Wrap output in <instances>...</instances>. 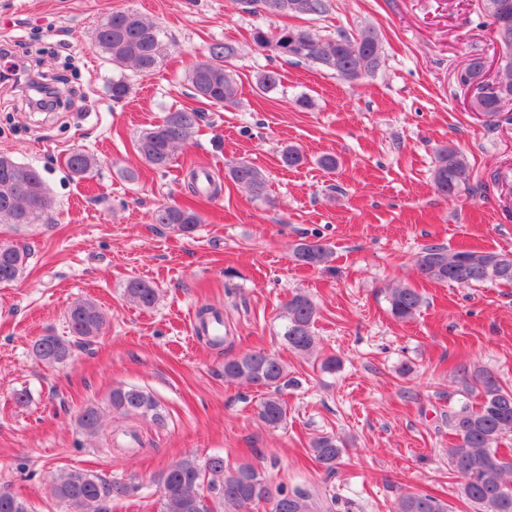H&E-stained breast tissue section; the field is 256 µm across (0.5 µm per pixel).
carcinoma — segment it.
I'll list each match as a JSON object with an SVG mask.
<instances>
[{
    "mask_svg": "<svg viewBox=\"0 0 512 512\" xmlns=\"http://www.w3.org/2000/svg\"><path fill=\"white\" fill-rule=\"evenodd\" d=\"M332 0H288L290 18L324 15L330 12ZM481 10L498 29L502 54L503 77L498 87L479 101L480 109L489 116L488 124L499 121L506 103L512 100V0H481ZM277 38L283 51L278 56L292 63H311L351 81L362 70L374 75L381 65L382 46L372 27L357 35L336 32L333 38H319L298 26L278 29ZM103 58L112 63L119 75L112 79V100L120 102L131 91L125 71L147 75L160 67L164 57V40L160 28L152 20L132 10L112 12L101 22L94 36ZM238 46L232 41L210 45L205 60L195 64L187 81L193 95L201 101L220 107L238 102L239 86L234 73ZM484 75L483 58L474 57L468 69L458 72V84L479 82ZM282 75L276 69L265 70L257 77V88L268 93L281 85ZM202 112L197 109L168 110L156 125L144 130L136 140L140 158L151 168L167 169L175 151L193 140L198 132ZM304 155L295 146H285L280 162L285 167L302 164ZM70 172L76 177L90 175L97 166L94 155L77 149L67 158ZM234 183L245 187L255 198L267 194L266 173L247 160H236L227 168ZM470 168L464 155L445 147L438 153L433 172L436 191L444 197L458 195L469 185ZM30 185L43 189L39 206L27 209L26 191ZM53 199L42 173L30 165L17 166L11 157L0 155V224L20 227L35 224L51 211ZM156 224H163L180 234L192 233L202 219L190 204H167L153 214ZM293 256L298 264L317 267L328 263L331 249L324 243L301 241ZM28 252L8 238H0V284L20 279L26 268ZM419 276L429 282L471 287L484 281L512 284V253L459 250L453 253L440 245L424 246L416 258ZM124 296L130 302L151 308L159 290L140 280H129ZM386 299L391 315L401 321L413 319L424 305V296L416 288L401 286L387 289ZM317 307L306 294L296 293L284 306L282 336L293 351L311 356L317 352L314 323ZM69 335L49 332L31 344L32 356L46 364H62L72 354L73 345L90 344L103 334L105 313L91 300L77 299L66 312ZM224 379L263 390L258 416L265 425L280 428L288 419V406L283 389L294 383L288 366L278 355L261 350L224 358ZM112 412L123 418L133 415L148 417L164 424L165 417L155 399L143 390L118 385L109 396ZM103 415L95 406L85 408L79 419L85 435L94 437L102 428ZM448 463L462 479L461 493L476 512H512V387L503 385L490 372L479 371L465 378V397L448 411ZM312 459L333 476L345 451L344 441L333 434H321L310 441ZM138 486L94 471L62 470L57 475L52 493L67 507L66 512H112V503L131 496ZM160 512H247L260 502L270 505V512H322L331 505L309 487L292 490L280 488L270 492L264 476L250 463L232 464L221 453L204 462L190 457L171 463L159 478ZM0 512H29L28 504L0 489ZM392 512H448V504L425 491L400 494Z\"/></svg>",
    "mask_w": 512,
    "mask_h": 512,
    "instance_id": "1",
    "label": "carcinoma"
}]
</instances>
